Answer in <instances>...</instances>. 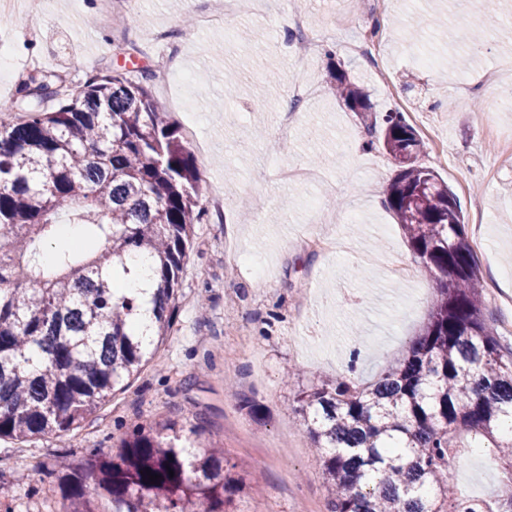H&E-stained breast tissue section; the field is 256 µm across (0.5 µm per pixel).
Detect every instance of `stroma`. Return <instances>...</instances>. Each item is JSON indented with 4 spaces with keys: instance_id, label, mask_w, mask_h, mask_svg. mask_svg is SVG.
<instances>
[{
    "instance_id": "35a3bbf8",
    "label": "stroma",
    "mask_w": 512,
    "mask_h": 512,
    "mask_svg": "<svg viewBox=\"0 0 512 512\" xmlns=\"http://www.w3.org/2000/svg\"><path fill=\"white\" fill-rule=\"evenodd\" d=\"M471 0H263L265 22L251 0H238L232 37L222 28L196 29L188 0H142L138 14L106 10L105 0H41V34L30 40L27 0L0 17V41L18 66L35 61L40 73L80 86L112 68L138 80L165 54L154 34L179 35V60L189 82L151 81L166 119L190 143L188 113L199 118L206 150L192 149L204 197H221L193 229L174 312L172 333L157 364L125 391L103 401L74 435L31 443L0 440V503L13 512H60L65 479L61 459L83 449L115 451L135 424L163 421L183 437L192 427L222 445L224 459L248 482L238 512H327L321 451L294 410L297 390L329 377L366 384L408 349L425 324L435 281L418 263L387 205L396 164L369 144L364 125L330 90L339 67L369 94L377 118L403 111L417 130L420 162L454 192L485 284L483 316L504 349L512 348V109L495 104L512 90V39L502 26L486 30L483 51L467 56L474 29ZM300 12L323 44L307 72L281 48L288 17ZM367 41L371 56L348 52ZM466 59L463 83L449 80ZM238 73L254 95L230 99L221 79ZM314 93L294 114L281 141L276 118L302 80ZM356 142L355 157L340 154ZM314 177L281 183L282 166ZM265 202L255 214L253 196ZM332 234L350 241L358 261L325 253L309 239ZM245 256L227 262L226 249ZM401 255L413 280L392 276L387 261ZM292 382H284L286 370ZM448 481L462 494L492 495L498 461L489 448L466 441Z\"/></svg>"
}]
</instances>
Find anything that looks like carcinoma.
I'll return each mask as SVG.
<instances>
[{
    "label": "carcinoma",
    "instance_id": "cac0c4a2",
    "mask_svg": "<svg viewBox=\"0 0 512 512\" xmlns=\"http://www.w3.org/2000/svg\"><path fill=\"white\" fill-rule=\"evenodd\" d=\"M152 78L145 68L138 81L109 69L71 92L26 83L0 105V439L78 431L171 333L179 274L206 209L201 173L152 98ZM332 78L373 130L369 95L341 71ZM383 146L401 158L387 204L437 294L405 356L375 381L335 377L297 392L296 411L325 449L328 512H512V436L499 438L512 422V351L483 318L455 195L418 164L423 144L401 113L386 115ZM63 208L92 248L69 244L49 260ZM132 253L156 264L151 338L133 328L143 303L118 294ZM464 436L495 443L500 479L489 499L448 483ZM243 489L224 451L146 422L114 454L87 450L63 499L67 512H99L100 497L112 512H237Z\"/></svg>",
    "mask_w": 512,
    "mask_h": 512
}]
</instances>
